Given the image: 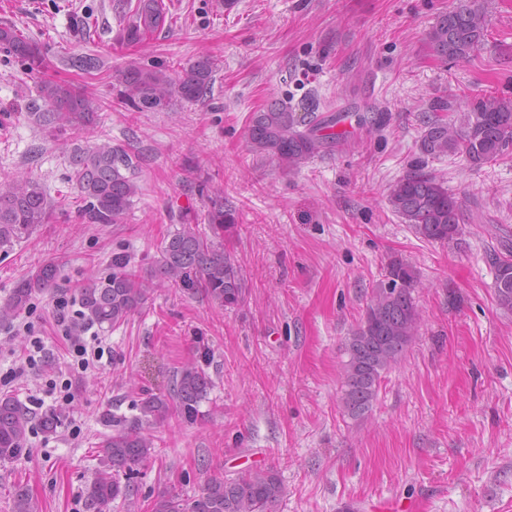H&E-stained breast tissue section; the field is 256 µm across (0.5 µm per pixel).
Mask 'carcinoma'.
<instances>
[{
	"label": "carcinoma",
	"mask_w": 512,
	"mask_h": 512,
	"mask_svg": "<svg viewBox=\"0 0 512 512\" xmlns=\"http://www.w3.org/2000/svg\"><path fill=\"white\" fill-rule=\"evenodd\" d=\"M131 12L132 21L118 33L124 42H140L164 25L160 0H137ZM486 32L484 13L475 3L439 17L428 34V45L441 60L466 62L481 46ZM0 52L21 62L36 79L38 98L30 103L28 119L45 136L59 142L66 155L83 223H117L139 191L138 157L122 144L72 147L62 141L68 127L84 130L94 126L102 105L71 85L37 79L44 66L41 46L10 23H0ZM68 63L87 72L99 67L92 55L71 56ZM215 69L213 60L202 55L182 67L175 81L163 68H144L131 61L120 72L119 81L124 98L134 107L156 110L165 107L174 94L189 102L203 99L210 92ZM451 109L445 102L433 107L448 117L427 121L420 143L425 155L461 156L480 167L498 161L512 146V100L489 95L468 112L455 114ZM246 138L250 152L288 171L340 145V136L322 133L317 117L310 113L300 117L277 101L252 113ZM387 201L402 222L428 242H450L463 232L458 199L443 182L421 168L390 184ZM51 207L44 187L27 176L17 175L0 183V251L12 249L38 225L48 223ZM205 220L207 232L191 223L188 216H181L180 228L163 240L160 257L145 276L133 270L127 256L113 257L109 276L92 275L79 289L83 320L102 329L118 327L143 307L155 287L201 293L224 307L239 305L245 296L244 278L224 254L221 243L232 223L224 212L223 197L209 198ZM494 270L497 303L512 312V251L496 257ZM57 278L53 262L22 278L0 307V322L23 311L36 293L51 287ZM417 287L412 266L399 259L389 262L386 283L373 293L364 318L344 344L347 360L342 367L340 402L347 415L358 418L370 411L382 374L397 364L410 344L419 322L413 297ZM211 386V378L202 367L187 364L173 375L168 393L149 395L137 404L139 416L133 422L112 418V435L101 445L100 467L85 490L87 508L108 512L110 504L119 499L127 512H133L132 479L155 452L152 435L141 431L142 424L157 425L172 417L184 423L196 422ZM28 429L27 410L13 396H0V463L20 456ZM282 493L281 481L271 469L231 480L214 476L201 494L190 499L164 496L155 503L154 512H271ZM12 512H37L23 486L14 488Z\"/></svg>",
	"instance_id": "obj_1"
}]
</instances>
